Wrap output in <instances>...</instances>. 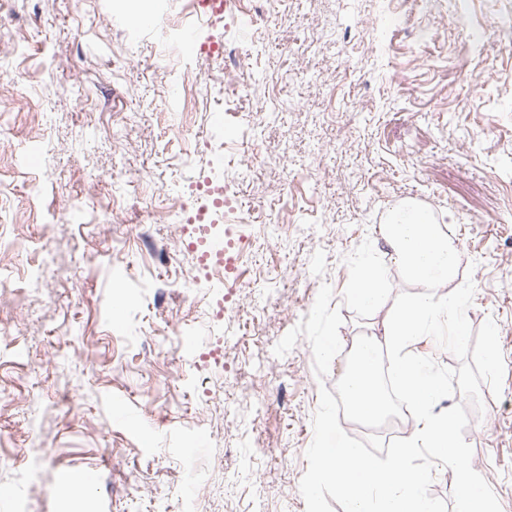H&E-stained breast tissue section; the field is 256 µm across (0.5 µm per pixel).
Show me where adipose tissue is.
Listing matches in <instances>:
<instances>
[{
  "label": "adipose tissue",
  "mask_w": 512,
  "mask_h": 512,
  "mask_svg": "<svg viewBox=\"0 0 512 512\" xmlns=\"http://www.w3.org/2000/svg\"><path fill=\"white\" fill-rule=\"evenodd\" d=\"M380 231L390 248V258L403 268L415 287L428 288L456 278L458 251L452 227L436 223L426 209L415 205L396 209ZM386 273L380 261L368 258L359 262L346 284L349 299L364 308L381 305Z\"/></svg>",
  "instance_id": "obj_1"
}]
</instances>
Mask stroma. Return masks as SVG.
I'll list each match as a JSON object with an SVG mask.
<instances>
[{"instance_id": "35a3bbf8", "label": "stroma", "mask_w": 512, "mask_h": 512, "mask_svg": "<svg viewBox=\"0 0 512 512\" xmlns=\"http://www.w3.org/2000/svg\"><path fill=\"white\" fill-rule=\"evenodd\" d=\"M160 2L135 36L121 0H0V491L58 512L96 470L94 512H306L319 391L390 311L345 283L412 200L456 224L439 295L472 278L498 328L464 435L512 512V0ZM218 158L221 286L176 220Z\"/></svg>"}]
</instances>
